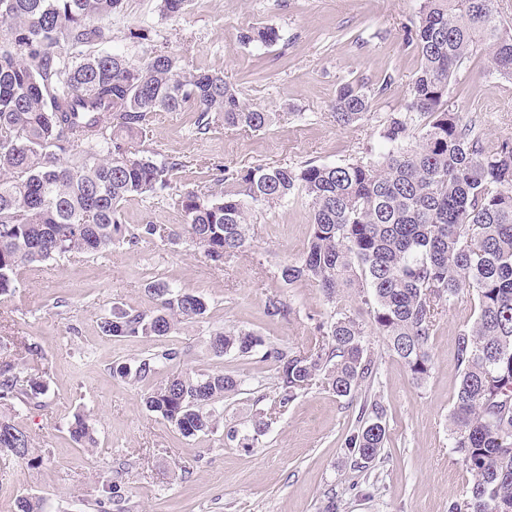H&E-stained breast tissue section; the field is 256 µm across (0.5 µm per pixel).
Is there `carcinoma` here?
<instances>
[{"label":"carcinoma","mask_w":512,"mask_h":512,"mask_svg":"<svg viewBox=\"0 0 512 512\" xmlns=\"http://www.w3.org/2000/svg\"><path fill=\"white\" fill-rule=\"evenodd\" d=\"M123 0H0V297L16 291L20 268L57 257L95 255L119 240L131 244L159 233L154 224L123 229L122 204L132 196L155 197L171 189L174 161L158 160L144 147L154 112L196 113L195 134L222 125L261 132L270 113L246 105L219 72L185 71L172 53L152 51L138 60L95 51L106 40L105 23ZM406 41L420 58L407 110L390 114L380 131L381 160L341 164L307 162L296 168L262 164L241 170L219 167L218 191L178 195L189 238L216 266L250 247L255 208L281 205L301 191L308 200L311 234L303 255L284 265L289 283L308 280L331 302L359 299L358 312L336 308L317 326L307 351L272 348L264 357L277 374V402L284 408L320 383L354 401L375 370L363 316L382 336L416 384L432 370L430 339L439 306L464 288L476 291L478 313L460 330L455 353L460 383L449 416L451 451L471 474L448 512H512V135L488 138L477 120L449 104L462 65L482 58L485 70L512 83V28L499 20L498 0H420ZM271 26L240 33L246 45L274 46ZM384 75L375 89L341 84L333 100L341 126L363 120L375 95L390 88ZM418 143H407L411 129ZM150 311L112 310L102 322L107 336L164 337L199 319L207 303L199 295L154 280ZM279 298L266 315L286 319ZM264 341L246 332L210 337L216 356H245ZM37 347L25 344L0 362V453L33 464L30 436L12 419L16 406H39L46 382L26 368ZM183 353L167 349L125 363L112 376L138 379L159 366L175 371L144 397V405L183 436L214 430L213 405L241 391L224 373L179 370ZM82 448L96 444L93 419L77 413L69 424ZM387 439L380 400L365 397L358 427L345 440L355 465L367 468ZM125 499V489L102 477L99 512Z\"/></svg>","instance_id":"1"}]
</instances>
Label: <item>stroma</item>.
<instances>
[{
  "label": "stroma",
  "mask_w": 512,
  "mask_h": 512,
  "mask_svg": "<svg viewBox=\"0 0 512 512\" xmlns=\"http://www.w3.org/2000/svg\"><path fill=\"white\" fill-rule=\"evenodd\" d=\"M418 0H190L183 14L168 18L158 0H124L113 15L103 50L136 59L161 50L180 56L190 71L223 73L247 105L272 115L261 132L217 128L194 133L192 112H156L145 145L158 157L179 161L170 194L129 198L123 223H153L164 229L183 221L172 197L213 189L216 166L237 170L265 164L297 167L307 161L336 164L376 158L387 115L403 111L419 59L403 39ZM278 28L282 39L256 50L241 43L249 26ZM395 81L375 97L366 119L338 125L331 104L339 84L375 88L385 74ZM463 90L450 102L464 117L479 116L487 136L512 134V93L484 74L482 61L461 70ZM311 234L304 198L285 206L258 207L251 245L224 266H215L188 237H153L108 252L61 258L21 268L14 294L0 297V341L36 343L32 367L47 391L37 407L19 409L15 423L32 439L38 465L0 454V512H18L24 497L42 512H96L104 472L126 490L112 512H448L470 479L448 447V418L460 381L455 359L459 330L473 323L476 299L461 291L430 341L433 368L415 384L406 366L371 335L378 357L376 378L362 392L386 409L387 441L376 465L354 467L345 437L357 411L347 399L315 385L280 412L271 362L260 355L229 352L217 357L206 347L219 331L252 332L266 346L305 351L318 323L334 308L309 281L286 284L283 265L302 256ZM163 279L207 302L204 318L181 323L165 337L133 339L103 335L101 322L113 307L152 310L149 281ZM293 310L286 319L265 313L271 297ZM168 348L180 349L181 370L224 372L243 382L224 401V422L236 427L196 438L177 430L144 406L161 382L113 378L112 368L130 365ZM273 416L262 436L252 434L251 416ZM79 412L95 420L97 445L78 447L68 426Z\"/></svg>",
  "instance_id": "stroma-1"
}]
</instances>
